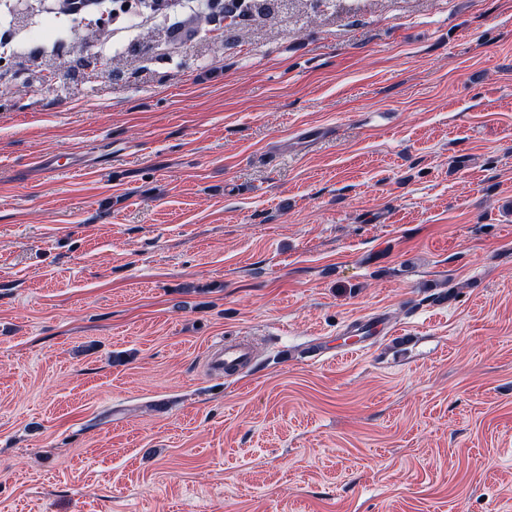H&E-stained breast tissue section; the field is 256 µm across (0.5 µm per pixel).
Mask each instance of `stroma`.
Segmentation results:
<instances>
[{
    "mask_svg": "<svg viewBox=\"0 0 512 512\" xmlns=\"http://www.w3.org/2000/svg\"><path fill=\"white\" fill-rule=\"evenodd\" d=\"M56 6L129 77L0 81V512H512V0ZM235 3L230 7H227L226 4L222 3L221 11L222 13H226L228 11L237 12L238 4L240 1H248L246 4V9L250 11L252 16L256 17L255 20H263L266 19L275 13H278L281 9V3L283 0H231ZM237 16L239 18L240 12H237ZM251 358L252 349L247 342L224 343L209 351L207 367L212 374L239 375L246 371Z\"/></svg>",
    "mask_w": 512,
    "mask_h": 512,
    "instance_id": "obj_1",
    "label": "stroma"
}]
</instances>
